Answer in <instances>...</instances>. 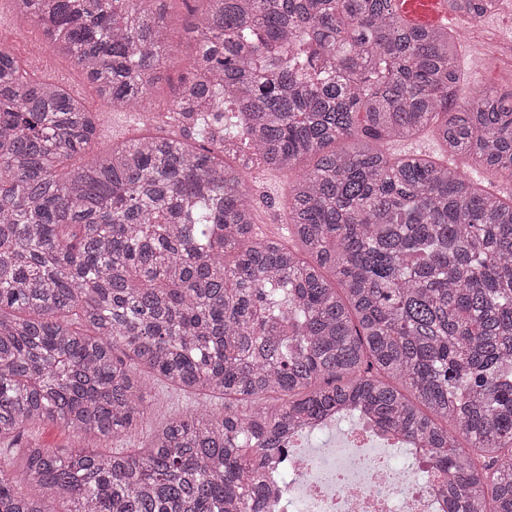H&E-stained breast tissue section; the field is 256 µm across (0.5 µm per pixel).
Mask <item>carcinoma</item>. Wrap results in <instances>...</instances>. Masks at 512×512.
I'll return each mask as SVG.
<instances>
[{"mask_svg": "<svg viewBox=\"0 0 512 512\" xmlns=\"http://www.w3.org/2000/svg\"><path fill=\"white\" fill-rule=\"evenodd\" d=\"M112 108L148 111L169 0H13ZM180 138L98 117L0 45V512H260L263 456L332 411L414 441L445 512H512V89L455 103L454 29L394 0H207ZM501 0H448L482 20ZM430 128L447 160L392 150ZM348 142L342 150L332 148ZM258 237L241 166L291 171ZM204 399L126 453L146 378ZM59 424L84 444L25 441Z\"/></svg>", "mask_w": 512, "mask_h": 512, "instance_id": "1", "label": "carcinoma"}]
</instances>
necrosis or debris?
Instances as JSON below:
<instances>
[{
	"label": "necrosis or debris",
	"mask_w": 512,
	"mask_h": 512,
	"mask_svg": "<svg viewBox=\"0 0 512 512\" xmlns=\"http://www.w3.org/2000/svg\"><path fill=\"white\" fill-rule=\"evenodd\" d=\"M338 420L292 432L267 472L266 512H443L437 481L409 444L360 418L340 441Z\"/></svg>",
	"instance_id": "4bbe7bcc"
}]
</instances>
